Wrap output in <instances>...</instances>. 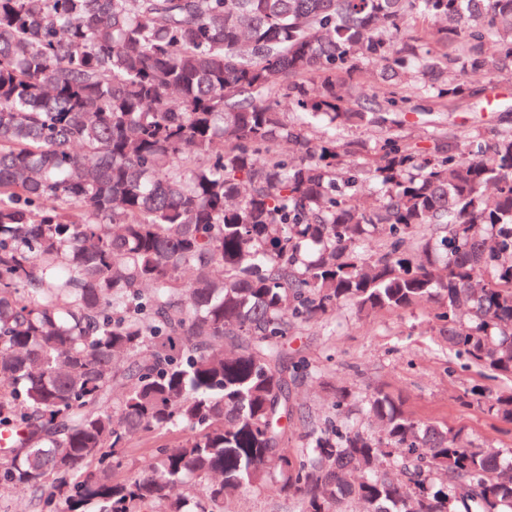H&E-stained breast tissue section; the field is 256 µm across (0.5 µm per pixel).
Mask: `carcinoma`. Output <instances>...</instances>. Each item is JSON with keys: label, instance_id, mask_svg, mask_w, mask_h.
Here are the masks:
<instances>
[{"label": "carcinoma", "instance_id": "cac0c4a2", "mask_svg": "<svg viewBox=\"0 0 512 512\" xmlns=\"http://www.w3.org/2000/svg\"><path fill=\"white\" fill-rule=\"evenodd\" d=\"M427 54L409 94L401 72ZM495 50H484L487 42ZM380 95L346 97L358 61ZM512 71V0H0V495L42 512H192L275 477L302 512H512V462L415 419L379 388L382 435L314 426L288 393L291 329L441 301L456 358L512 379V129L398 133L416 94L440 106ZM385 126L368 166L303 123ZM378 207L350 196L367 183ZM444 235L432 243L428 228ZM384 241L366 258L368 231ZM485 397L512 423V389ZM160 441L123 478L133 436ZM409 489L377 473L381 458ZM28 493L17 491L0 496V512H41Z\"/></svg>", "mask_w": 512, "mask_h": 512}]
</instances>
